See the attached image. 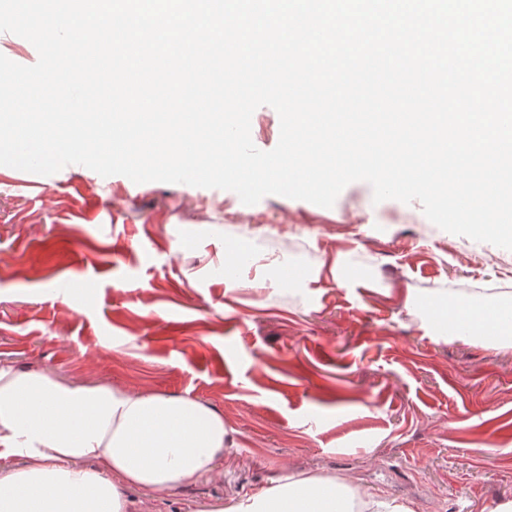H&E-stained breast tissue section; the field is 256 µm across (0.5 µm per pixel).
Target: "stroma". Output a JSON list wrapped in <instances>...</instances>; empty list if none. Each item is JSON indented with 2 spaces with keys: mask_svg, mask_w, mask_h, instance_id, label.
<instances>
[{
  "mask_svg": "<svg viewBox=\"0 0 512 512\" xmlns=\"http://www.w3.org/2000/svg\"><path fill=\"white\" fill-rule=\"evenodd\" d=\"M245 253L221 273L225 251ZM297 279L280 286L284 268ZM348 276L340 286L336 275ZM512 250L347 185L330 208L0 166V363L219 410L215 474L136 512H214L282 471L415 512L512 500V347L427 328L419 299L506 301Z\"/></svg>",
  "mask_w": 512,
  "mask_h": 512,
  "instance_id": "35a3bbf8",
  "label": "stroma"
}]
</instances>
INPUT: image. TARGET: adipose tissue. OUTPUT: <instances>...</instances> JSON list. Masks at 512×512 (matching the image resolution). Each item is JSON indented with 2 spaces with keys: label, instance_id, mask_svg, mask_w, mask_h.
<instances>
[{
  "label": "adipose tissue",
  "instance_id": "obj_1",
  "mask_svg": "<svg viewBox=\"0 0 512 512\" xmlns=\"http://www.w3.org/2000/svg\"><path fill=\"white\" fill-rule=\"evenodd\" d=\"M433 320L455 339L512 346V305L451 298ZM228 430L198 400L132 392L0 364V512H133V485L155 497L216 472ZM224 512H413L382 492L290 470Z\"/></svg>",
  "mask_w": 512,
  "mask_h": 512
}]
</instances>
